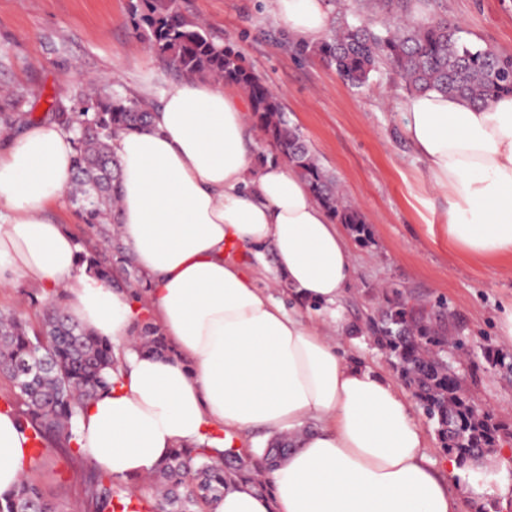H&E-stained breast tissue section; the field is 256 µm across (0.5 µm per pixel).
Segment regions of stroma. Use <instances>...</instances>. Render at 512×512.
<instances>
[{"label":"stroma","mask_w":512,"mask_h":512,"mask_svg":"<svg viewBox=\"0 0 512 512\" xmlns=\"http://www.w3.org/2000/svg\"><path fill=\"white\" fill-rule=\"evenodd\" d=\"M190 16L233 47L279 97L321 164L371 227L352 242L355 276L343 301L345 322L376 313L384 294L443 307L463 323L469 353L458 375L471 398L512 425V381L491 369L487 349L512 355L499 317L512 304V270L456 252L430 235L447 201L430 192L401 123L405 91L392 75L374 74L355 89L318 60L297 56L271 0H182ZM445 17L465 39L512 55V0H444ZM131 0H0V85L28 93L25 108L46 116L38 90L68 96L87 76L106 78L127 96L146 80L172 81L164 64L136 35ZM44 300L24 278L0 288V311L37 323ZM84 464L56 451L27 478L58 512H90Z\"/></svg>","instance_id":"stroma-1"}]
</instances>
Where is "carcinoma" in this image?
Returning a JSON list of instances; mask_svg holds the SVG:
<instances>
[{
	"label": "carcinoma",
	"mask_w": 512,
	"mask_h": 512,
	"mask_svg": "<svg viewBox=\"0 0 512 512\" xmlns=\"http://www.w3.org/2000/svg\"><path fill=\"white\" fill-rule=\"evenodd\" d=\"M356 14V21L347 15ZM135 29L146 34L150 49L180 77H208L240 86L246 93L254 125L309 186L314 197L349 226L360 242L370 237L359 210L340 193L336 177L324 168L276 94L264 85L240 56L217 41L201 22L190 18L181 0H137ZM459 26L443 19L421 21L412 0H351L332 20L326 37L315 44H297L302 55L315 56L348 85L362 88L385 69L410 93L435 91L469 103H488L512 93V56L467 41ZM0 129L11 130L31 118L21 111V92L0 96ZM54 120L73 132L76 141L74 175L69 199L96 242L80 254L111 288L120 282L141 284L144 278L125 252L112 255L117 239L114 213L119 201L120 169L109 143L121 131L145 126L151 104L141 98L108 91L93 78L78 84L64 103L47 99ZM367 331L385 350L404 384L413 389L420 408L434 425L444 451L462 464H472L478 448H492L504 428L495 417L474 413L473 402L455 378L454 356L467 354L466 340L453 316L432 319L398 299L386 301L379 320ZM133 346L141 352L172 356L174 350L154 323L138 324ZM123 360L112 342L73 322L61 302L46 301L43 323L31 329L9 312L0 313V375L11 385L5 397L9 412L28 430L35 448L27 463L36 464L47 448H61L70 458H82L78 445L81 410L122 382ZM457 433L448 434V417ZM290 451L280 436L257 451L217 448L210 438L174 449L154 475L161 486L143 491L114 484L98 469L84 477L92 512H208L224 496L228 480L252 483L271 492L260 479ZM0 512H57L41 489L22 479L0 495Z\"/></svg>",
	"instance_id": "1"
}]
</instances>
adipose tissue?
Segmentation results:
<instances>
[{
  "label": "adipose tissue",
  "mask_w": 512,
  "mask_h": 512,
  "mask_svg": "<svg viewBox=\"0 0 512 512\" xmlns=\"http://www.w3.org/2000/svg\"><path fill=\"white\" fill-rule=\"evenodd\" d=\"M272 2L295 40L325 36L323 0ZM141 96L159 99L150 125L110 143L122 171L115 221L178 355L127 354L122 385L79 418L86 459L140 477L207 431H262L294 446L266 474L271 494L232 482L211 512H460L448 479L463 469L440 474L403 390L345 357L348 241L290 167L253 161L259 133L238 91L189 77L145 84ZM402 115L430 190L448 202L438 231L449 247L512 264V94L485 105L415 94ZM75 149L54 120L0 138V285L20 276L47 299L67 291L73 321L127 337L128 296L82 263L74 235L48 214ZM28 448L19 419L0 413V493L22 479Z\"/></svg>",
  "instance_id": "ef3b65f1"
}]
</instances>
